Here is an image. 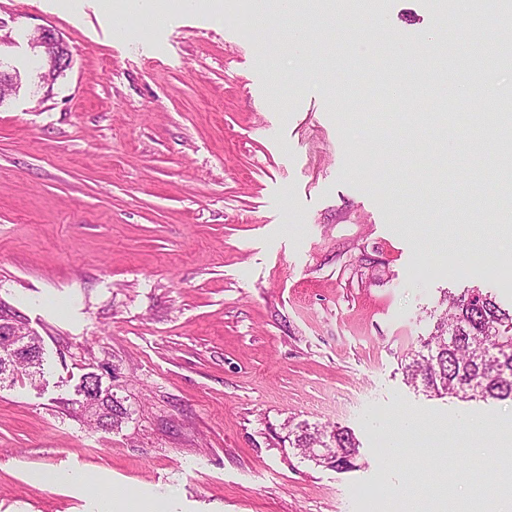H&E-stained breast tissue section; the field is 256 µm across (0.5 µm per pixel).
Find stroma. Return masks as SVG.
<instances>
[{"mask_svg":"<svg viewBox=\"0 0 512 512\" xmlns=\"http://www.w3.org/2000/svg\"><path fill=\"white\" fill-rule=\"evenodd\" d=\"M272 8L151 26L124 0H0V70L21 75L0 102V301L44 348L37 383L0 386V512H99L116 489L168 512H364L367 490L376 512H427L442 476L465 503L496 468L485 436L512 435V403L428 396L401 361L446 293L512 309V209H455L504 192L492 137L467 130L512 70L480 96L432 78L433 0H369L329 41L316 16L299 55L262 26ZM41 26L71 54L50 86ZM388 34L423 91L395 95L393 60L362 57L359 36ZM90 373L130 407L121 427L73 414ZM401 411L417 429L391 451L373 423ZM465 417L482 428L467 440ZM290 420L350 429L357 469L288 448Z\"/></svg>","mask_w":512,"mask_h":512,"instance_id":"35a3bbf8","label":"stroma"}]
</instances>
